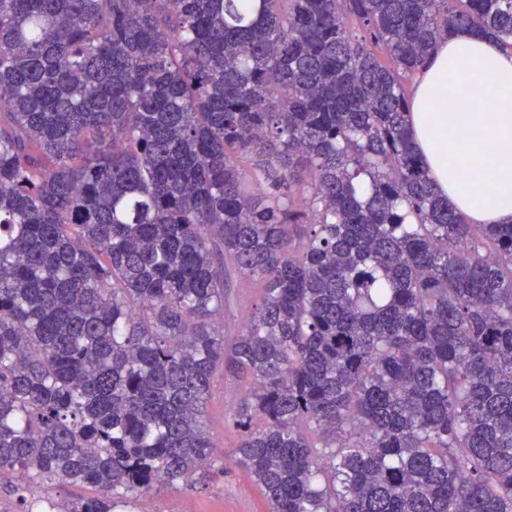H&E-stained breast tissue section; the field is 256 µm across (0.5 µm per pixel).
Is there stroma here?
<instances>
[{"instance_id":"35a3bbf8","label":"stroma","mask_w":512,"mask_h":512,"mask_svg":"<svg viewBox=\"0 0 512 512\" xmlns=\"http://www.w3.org/2000/svg\"><path fill=\"white\" fill-rule=\"evenodd\" d=\"M261 292L256 281L228 274L224 314L217 319L225 336L241 333ZM248 388V381L242 377L224 371L217 373L208 402L206 423L216 453L224 460L223 481L207 487L149 490L139 496L133 512H266L267 505L259 487L238 463L236 449L240 436L231 423L233 409Z\"/></svg>"}]
</instances>
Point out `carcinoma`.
Returning a JSON list of instances; mask_svg holds the SVG:
<instances>
[{"mask_svg":"<svg viewBox=\"0 0 512 512\" xmlns=\"http://www.w3.org/2000/svg\"><path fill=\"white\" fill-rule=\"evenodd\" d=\"M512 0H0V489L224 474L268 512H512V224H470L407 85ZM263 284L232 342L224 266ZM208 402L206 423L224 460V480L208 487L149 490L131 511L117 512H267L259 487L238 463L239 432L232 426L234 407L245 396L249 382L225 371L218 372Z\"/></svg>","mask_w":512,"mask_h":512,"instance_id":"1","label":"carcinoma"}]
</instances>
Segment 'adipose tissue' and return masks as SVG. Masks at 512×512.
<instances>
[{"label": "adipose tissue", "mask_w": 512, "mask_h": 512, "mask_svg": "<svg viewBox=\"0 0 512 512\" xmlns=\"http://www.w3.org/2000/svg\"><path fill=\"white\" fill-rule=\"evenodd\" d=\"M411 132L439 193L473 224H512V53L440 39L419 72Z\"/></svg>", "instance_id": "adipose-tissue-1"}]
</instances>
